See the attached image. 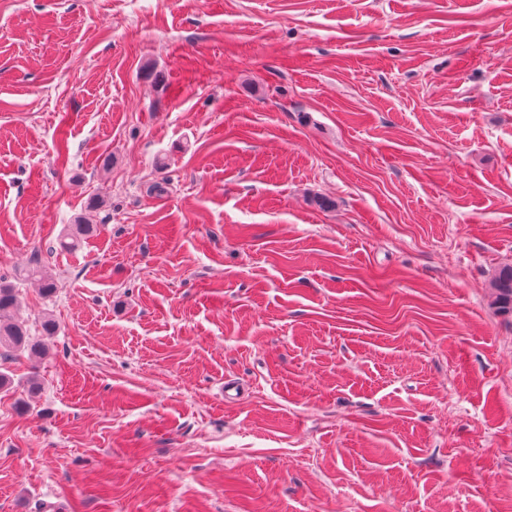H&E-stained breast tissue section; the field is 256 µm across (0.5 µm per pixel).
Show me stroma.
<instances>
[{"mask_svg":"<svg viewBox=\"0 0 512 512\" xmlns=\"http://www.w3.org/2000/svg\"><path fill=\"white\" fill-rule=\"evenodd\" d=\"M505 265L512 0H0V512H512ZM97 226L87 222L78 221L68 225L64 234L59 238V249L65 252L76 251L82 242L96 235ZM491 305L503 313L512 312V266H504L492 278ZM17 309L16 286L0 277V349L6 353L27 352L40 358L46 353V344L30 336L25 322L17 316Z\"/></svg>","mask_w":512,"mask_h":512,"instance_id":"1","label":"stroma"}]
</instances>
